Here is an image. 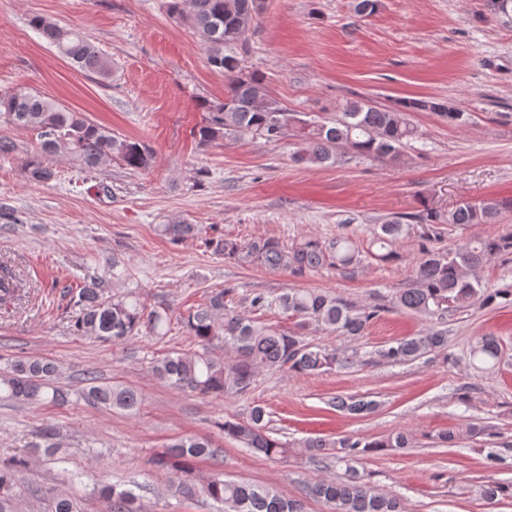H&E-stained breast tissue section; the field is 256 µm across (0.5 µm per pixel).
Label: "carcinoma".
<instances>
[{
	"instance_id": "cac0c4a2",
	"label": "carcinoma",
	"mask_w": 512,
	"mask_h": 512,
	"mask_svg": "<svg viewBox=\"0 0 512 512\" xmlns=\"http://www.w3.org/2000/svg\"><path fill=\"white\" fill-rule=\"evenodd\" d=\"M495 21L512 26V0H489ZM168 10L176 12L195 31L207 53L209 65L224 74V101L202 103L207 119L197 135L199 143L208 144L227 134L240 138L259 136L278 142L295 133L299 146L294 152L296 162L307 165L334 164L342 153L352 152L367 157L396 160L411 141L417 129L409 122L410 112L427 111L452 122L463 121V114L434 98L401 99L395 105L379 108L358 100L339 105V115L332 120L306 119L301 112H290L267 91L264 76L245 69L232 47L243 44L246 35L257 23L263 0H190L188 12L171 0ZM31 27L74 67L89 76L107 78L112 65L88 41L85 35L56 22L35 16ZM34 131L38 149L26 163L27 178L45 183L55 176L45 158L66 153L89 171H97L112 161L132 170L150 167L153 154L141 142L89 121L80 112H70L41 95L17 90L0 96V124ZM506 203L490 200L480 205L464 203L454 211L442 214L430 211L420 217L424 235L429 240L441 237V225L494 224ZM409 225L398 219L380 225L381 233L374 243L387 253L383 260L396 257L389 250ZM158 233L172 242H180L201 233L197 224H160ZM208 246L241 266L261 265L270 270H286L303 274L334 265L346 269L356 263L359 252L351 239L340 235L329 241L307 239L288 247L275 238H264L244 244L224 239H211ZM512 252L510 237H476L450 249L426 248L416 262L412 281L400 289L396 305L429 321H442L448 313L464 311L474 305L506 307L512 305V285L486 288L479 272L492 258ZM116 259L104 263L102 274L85 281L77 288L79 316L71 323L75 336L122 341L144 335L156 340L171 331L172 315L166 304L149 308L131 292L109 293L107 288L124 279ZM13 271L0 264V301L15 297ZM231 289H215L204 301L180 316L181 326L195 338L200 350L177 353L157 361L154 371L174 388L203 395L224 397L248 393L256 373L262 369L320 374L340 371L360 362L357 353L329 350L304 342L296 333H286L258 324L230 307L225 297ZM250 306L257 310L278 308L301 318L305 324H316L343 336L358 339L364 336L378 309L358 307L337 295L297 288H288L278 295L258 293ZM222 345L229 358L217 357L213 348ZM437 354L446 363L466 364L474 370L494 368L504 350L493 335L479 337L468 355L457 356L450 350L448 330L434 324L376 351L381 361L405 364ZM61 369L54 362L40 358L18 359L0 372V395L24 405L63 404L64 391L55 380ZM83 395L91 403L128 414L141 405L135 389L103 382L93 371L84 373ZM331 405L338 411L363 415L372 412L376 403L354 397H336ZM266 411L255 406L244 418L228 417L219 423L224 436L244 448L269 459L299 457L316 465H327L334 458L346 466L345 473L334 479L322 478L304 483L307 499L322 501L331 512H405L400 498L385 493L361 476L354 463L371 452L409 448L411 434L405 430L392 432L379 439L356 436L306 438L290 447L267 430ZM494 426L472 422L457 434L446 431L438 439L454 447L461 439H481L495 445ZM219 449L202 436H186L172 440L165 450L151 459L158 471L171 474L170 491L186 502L200 496L211 498L222 512H304L303 501L286 498L269 485L228 479L220 473L202 476L195 463L216 457ZM28 467L24 458L0 464V512H18L11 489L18 475ZM141 485L137 482L104 484L99 494L111 503V512H139L137 502ZM479 495L489 503L512 499V482L482 485ZM52 512H79L77 504L63 493H54Z\"/></svg>"
}]
</instances>
